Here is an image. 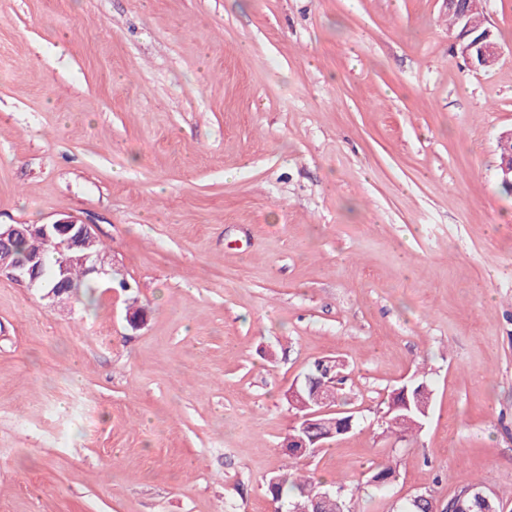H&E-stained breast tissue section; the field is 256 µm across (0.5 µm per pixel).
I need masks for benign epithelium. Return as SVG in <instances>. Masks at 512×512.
<instances>
[{"instance_id":"1","label":"benign epithelium","mask_w":512,"mask_h":512,"mask_svg":"<svg viewBox=\"0 0 512 512\" xmlns=\"http://www.w3.org/2000/svg\"><path fill=\"white\" fill-rule=\"evenodd\" d=\"M469 3L470 0H445L448 13L455 16L457 24L453 50L471 70H490L499 63L502 47L489 20L478 23L473 19ZM28 232L40 235L46 245L54 250L68 251L73 261L80 264L87 275L112 276V271L105 269L108 257L92 251L96 234L91 224L71 217L49 224H0V274L44 290L43 297L52 300L53 304H63L72 296L65 273L55 276V282L49 286L44 279L42 254H28L20 260L11 259L16 239ZM322 365L325 366L322 378L310 393L302 391L299 379L293 381L287 392L290 405L299 408L302 413L295 417V424L299 428L296 433L288 435L285 448L301 456L317 452L324 447L325 440L335 436L338 431H351L354 425L355 417L352 416L338 429L333 427L327 432L309 435L317 425L323 423L322 417L338 413L335 409L338 365L333 360H324ZM466 495L486 504L491 500V495L481 487L472 486L465 490V495L458 494L448 501V512H466L463 507Z\"/></svg>"}]
</instances>
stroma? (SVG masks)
Returning <instances> with one entry per match:
<instances>
[{
  "instance_id": "1",
  "label": "stroma",
  "mask_w": 512,
  "mask_h": 512,
  "mask_svg": "<svg viewBox=\"0 0 512 512\" xmlns=\"http://www.w3.org/2000/svg\"><path fill=\"white\" fill-rule=\"evenodd\" d=\"M482 9L476 73L443 0H0V224L75 217L113 269L66 313L0 275V512H275L291 462L351 512H512V0ZM322 359L357 425L292 461ZM420 377L423 430L383 434ZM448 8L450 25L457 24L453 50L473 71H486L494 68L502 57V47L494 26L488 19L477 23L472 17L480 16L476 0H444ZM471 9L469 8V4ZM453 14V15H449ZM456 20V23H455ZM465 496H469V498L474 499L476 501L490 504L491 495L485 493L481 487L472 486L465 490L463 495H456L448 502V512H483L485 505L481 503H475L471 499L466 498ZM464 500V504L466 509H464L462 503ZM467 510V511H466Z\"/></svg>"
}]
</instances>
